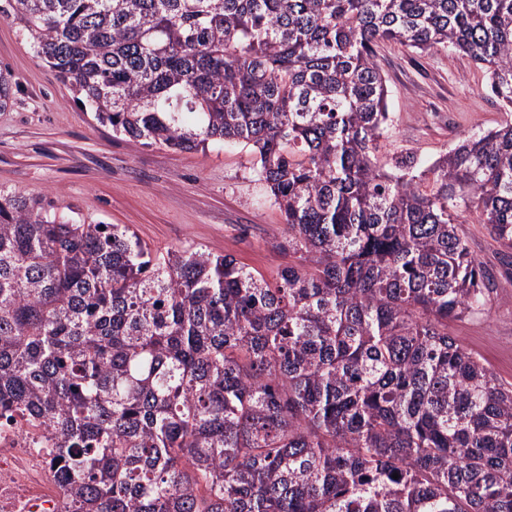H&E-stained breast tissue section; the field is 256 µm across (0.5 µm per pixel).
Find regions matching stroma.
<instances>
[{
	"mask_svg": "<svg viewBox=\"0 0 512 512\" xmlns=\"http://www.w3.org/2000/svg\"><path fill=\"white\" fill-rule=\"evenodd\" d=\"M377 59L389 89L388 151L430 162L467 132L512 123V112L485 91L482 71L465 55L383 43ZM0 70L11 85L9 107L0 111V188L48 198L89 220L131 225L162 251L203 246L266 273L287 263L274 248L284 220L249 150L212 144L180 152L116 136L78 105L2 13ZM463 231L497 300L489 315L450 323L448 331L512 382V258L482 225Z\"/></svg>",
	"mask_w": 512,
	"mask_h": 512,
	"instance_id": "35a3bbf8",
	"label": "stroma"
}]
</instances>
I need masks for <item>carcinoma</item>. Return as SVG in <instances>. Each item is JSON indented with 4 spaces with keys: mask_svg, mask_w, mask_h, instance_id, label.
Here are the masks:
<instances>
[{
    "mask_svg": "<svg viewBox=\"0 0 512 512\" xmlns=\"http://www.w3.org/2000/svg\"><path fill=\"white\" fill-rule=\"evenodd\" d=\"M133 142L248 149L292 257L153 250L0 188V411L50 431L64 512H512V382L448 332L512 251V124L383 151L375 47L468 56L512 112V0H12ZM398 478H393V474Z\"/></svg>",
    "mask_w": 512,
    "mask_h": 512,
    "instance_id": "1",
    "label": "carcinoma"
}]
</instances>
